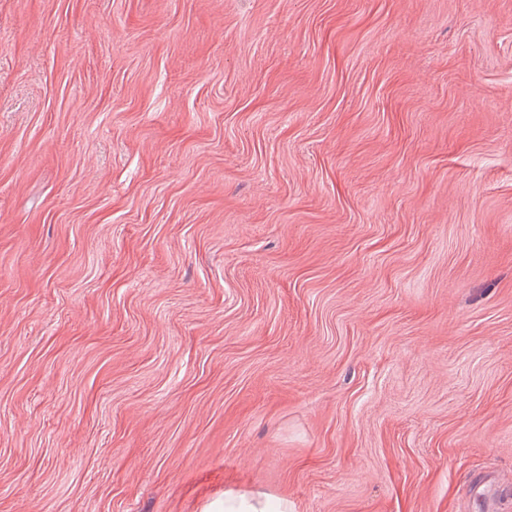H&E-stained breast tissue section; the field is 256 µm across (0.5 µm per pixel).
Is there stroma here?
I'll use <instances>...</instances> for the list:
<instances>
[{"instance_id": "1", "label": "stroma", "mask_w": 512, "mask_h": 512, "mask_svg": "<svg viewBox=\"0 0 512 512\" xmlns=\"http://www.w3.org/2000/svg\"><path fill=\"white\" fill-rule=\"evenodd\" d=\"M512 512V0H0V512ZM293 511L288 501L278 499L275 503L244 494H224V512H288Z\"/></svg>"}]
</instances>
